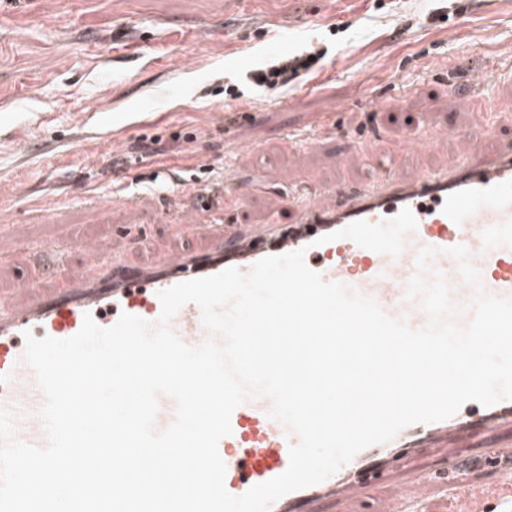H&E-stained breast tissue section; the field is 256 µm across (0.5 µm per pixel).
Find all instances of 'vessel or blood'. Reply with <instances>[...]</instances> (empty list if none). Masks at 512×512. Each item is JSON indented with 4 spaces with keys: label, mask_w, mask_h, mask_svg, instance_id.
Listing matches in <instances>:
<instances>
[{
    "label": "vessel or blood",
    "mask_w": 512,
    "mask_h": 512,
    "mask_svg": "<svg viewBox=\"0 0 512 512\" xmlns=\"http://www.w3.org/2000/svg\"><path fill=\"white\" fill-rule=\"evenodd\" d=\"M466 130L448 126L427 131L425 149ZM345 155H363L367 177L349 189L319 186L298 198H282L289 211L287 224H264L247 234L223 225L215 216L214 199L227 195L244 200L256 193L251 184H218L188 189L193 210L179 223L168 225L164 239L145 241L151 264L117 260L109 245L75 248L65 238L28 245L42 257L40 275L22 274L17 298H0V407L16 411L15 435L26 443L47 444L37 412L44 396L33 369L23 360L25 333L36 338L66 339L81 328L85 314L102 327L115 324L121 313L157 321L158 293L180 282L211 276L237 267L249 269L259 259L304 250L305 262L330 282H339L369 296L389 316L410 328L422 329L428 316L419 300L408 298L407 286L418 272L417 255L434 249L430 271L444 275L456 306L451 319L466 326L474 316V288L458 271L446 250L464 245L470 263L480 272L486 294L512 298V148L496 151L471 146L461 157L438 169L423 170L411 180L396 173V150L382 139L350 141ZM410 209L417 227L406 235L399 256L379 254L342 238L326 244L318 239L365 220L381 224L402 209ZM81 250L85 272L69 271L74 250ZM187 345L209 337L198 305L183 306L169 323ZM268 399L250 400L232 414L233 432L218 443L226 464L225 485L234 495L284 473L296 434L268 417ZM491 439L492 458H512V400L485 407L466 403L453 417L414 424L392 441L370 446L323 482L291 492L274 502L269 512H316L323 501L340 503L342 512H432L434 495L456 493V512H488L498 497L496 484H465L466 456L479 442ZM448 445L447 457L429 472L408 470L409 460L436 445Z\"/></svg>",
    "instance_id": "1"
}]
</instances>
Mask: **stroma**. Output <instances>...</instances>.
Listing matches in <instances>:
<instances>
[{"label": "stroma", "instance_id": "obj_1", "mask_svg": "<svg viewBox=\"0 0 512 512\" xmlns=\"http://www.w3.org/2000/svg\"><path fill=\"white\" fill-rule=\"evenodd\" d=\"M511 45L512 0H0V220L14 226L0 250L63 234L120 254L123 228L158 237L180 216L182 183L226 177L263 189L225 218L262 224L279 206L270 185L358 181L361 158L340 155L373 132L408 141L405 178L467 150L458 139L422 150L415 139L431 127L492 123L512 146V78L482 116L455 101L469 70H499ZM314 51L321 60L287 87L246 82ZM319 120L324 142L290 151L289 133ZM154 138L165 154L140 161ZM116 184L140 204L94 220L83 199L111 202ZM61 186V221L28 218L25 203L55 205Z\"/></svg>", "mask_w": 512, "mask_h": 512}]
</instances>
